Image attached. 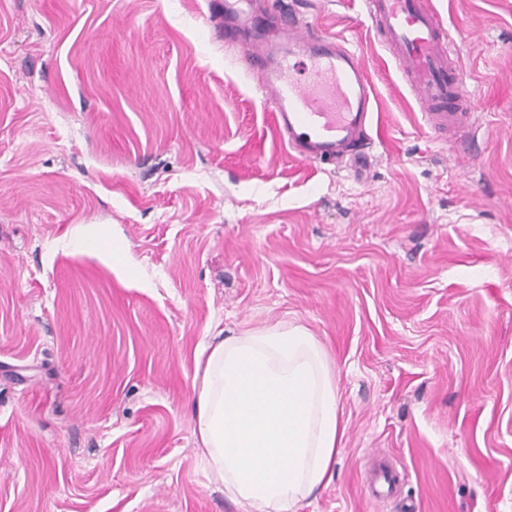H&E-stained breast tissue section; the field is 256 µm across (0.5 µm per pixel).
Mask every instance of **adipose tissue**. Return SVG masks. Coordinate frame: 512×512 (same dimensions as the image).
<instances>
[{"label":"adipose tissue","instance_id":"ef3b65f1","mask_svg":"<svg viewBox=\"0 0 512 512\" xmlns=\"http://www.w3.org/2000/svg\"><path fill=\"white\" fill-rule=\"evenodd\" d=\"M197 377L198 444L245 512H294L329 481L345 426L327 354L305 326L214 337Z\"/></svg>","mask_w":512,"mask_h":512}]
</instances>
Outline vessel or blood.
Segmentation results:
<instances>
[{"mask_svg": "<svg viewBox=\"0 0 512 512\" xmlns=\"http://www.w3.org/2000/svg\"><path fill=\"white\" fill-rule=\"evenodd\" d=\"M364 13L428 125L449 151L474 138L477 103L454 64L453 42L432 0H364ZM279 43L251 44L247 70L270 107L275 132L304 162L362 166L378 99L364 56L345 39L314 33L289 19ZM395 485L387 469L370 483L374 499Z\"/></svg>", "mask_w": 512, "mask_h": 512, "instance_id": "b4317fda", "label": "vessel or blood"}]
</instances>
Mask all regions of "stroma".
I'll use <instances>...</instances> for the list:
<instances>
[{
	"mask_svg": "<svg viewBox=\"0 0 512 512\" xmlns=\"http://www.w3.org/2000/svg\"><path fill=\"white\" fill-rule=\"evenodd\" d=\"M433 3L478 103L458 161L359 0L254 6L364 55L358 176L276 138L224 0H0V512H244L196 354L275 323L325 347L347 422L296 512H512V0ZM395 485V475L387 469L375 472L370 483V492L374 499L384 500L391 495Z\"/></svg>",
	"mask_w": 512,
	"mask_h": 512,
	"instance_id": "obj_1",
	"label": "stroma"
}]
</instances>
